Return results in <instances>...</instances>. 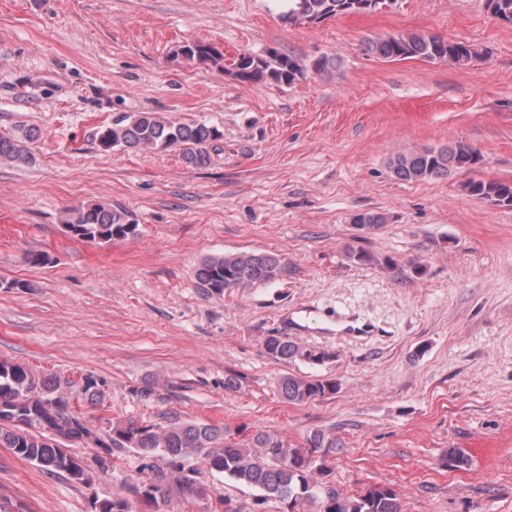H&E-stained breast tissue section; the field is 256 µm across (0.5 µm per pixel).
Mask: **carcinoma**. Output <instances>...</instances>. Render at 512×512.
<instances>
[{"label": "carcinoma", "instance_id": "cac0c4a2", "mask_svg": "<svg viewBox=\"0 0 512 512\" xmlns=\"http://www.w3.org/2000/svg\"><path fill=\"white\" fill-rule=\"evenodd\" d=\"M286 14L296 23H321L331 18L374 13L386 0H367L366 8L356 7L361 0H286ZM490 14L512 24V0H485ZM367 50L384 59L422 58L428 61L452 60L466 66L482 56L473 45L449 41L423 33L387 34L369 41ZM181 54L192 60L208 61L224 67V55L204 42L188 43ZM334 55L319 56L304 62L277 51L265 56L242 54L234 61V75L243 82L273 80L291 85L309 70L325 74L337 69ZM39 133L30 129L21 134L0 133V161L23 164L29 161L26 142ZM222 137L215 126L170 121L154 112L125 113L98 131V146L104 152L168 151L178 149L182 160L194 167L211 161L208 146ZM478 157L469 147L428 148L403 151L390 160L395 176L408 182H420L469 169ZM463 189L472 197L512 207V181L471 179ZM71 237L106 244L136 232L137 225L128 215L103 204H82L71 209L65 219ZM199 288L211 295L244 291L272 285L288 275V267L271 252H237L203 260L193 271ZM267 354L274 360L291 364L314 360L321 364L331 358L326 351H314L283 336L265 341ZM78 394L94 399L98 381L91 375L71 383ZM333 379L290 375L281 379V396L291 403H306L336 393ZM73 391L62 388L60 380L40 378L26 366L0 359V446L17 457L51 474H64L74 481H89L87 465L61 441L86 442L90 421L71 404ZM101 453L96 464L109 467L112 457L135 452L142 458H160L162 464H144L147 475L132 487L135 500L123 497L94 501V512H134L133 502L147 512H164L169 492L176 488L191 497L206 495L201 481L204 473H222L233 481L257 489L261 500L274 499L284 512H300L305 505L317 506L316 512H402L396 492L388 486H370L356 495H346L329 480L323 464L325 455L338 452L341 445L324 431L316 429L301 448H288L278 437L260 431L249 442H231L222 426L187 421L173 414L162 423H118L99 442Z\"/></svg>", "mask_w": 512, "mask_h": 512}]
</instances>
